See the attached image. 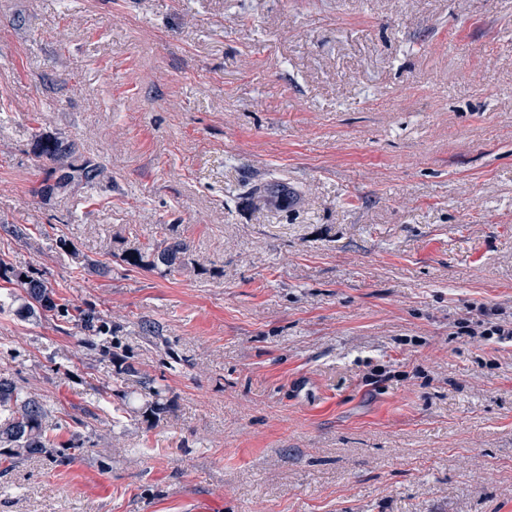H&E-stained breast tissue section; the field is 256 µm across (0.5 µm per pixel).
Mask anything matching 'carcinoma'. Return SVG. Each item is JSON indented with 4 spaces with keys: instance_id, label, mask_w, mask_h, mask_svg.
Wrapping results in <instances>:
<instances>
[{
    "instance_id": "cac0c4a2",
    "label": "carcinoma",
    "mask_w": 512,
    "mask_h": 512,
    "mask_svg": "<svg viewBox=\"0 0 512 512\" xmlns=\"http://www.w3.org/2000/svg\"><path fill=\"white\" fill-rule=\"evenodd\" d=\"M34 149L44 169V177L35 190V195L40 198L65 193L73 187L93 189L108 178L105 165L83 157L72 141L39 132L35 134ZM59 248L62 255L76 266L93 270L102 277L109 275V266L81 255L67 240H60ZM188 249L185 240L169 237L148 247V254L138 247L126 251L124 262L133 267L147 265L174 277L182 272ZM10 274L20 282L23 294L0 293V311L13 310L23 318L35 320L49 316L77 334L78 343L99 347L116 356V329L96 305L60 304L55 290L41 275L15 268ZM141 384L144 404L139 413L159 417L168 405L165 391L156 387L154 380L147 376ZM84 427L86 424L79 418L72 424L55 419L53 410L38 394L19 386L12 378L0 376V457L7 463V468L37 457L48 448L62 449L65 459H78L88 443ZM63 430L69 438L60 441L58 437Z\"/></svg>"
}]
</instances>
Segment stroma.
I'll return each mask as SVG.
<instances>
[{
  "label": "stroma",
  "instance_id": "1",
  "mask_svg": "<svg viewBox=\"0 0 512 512\" xmlns=\"http://www.w3.org/2000/svg\"><path fill=\"white\" fill-rule=\"evenodd\" d=\"M33 113L109 180L33 196ZM4 224L125 358L0 313V376L97 415L0 512H512V0H0ZM168 235L184 275L123 262ZM59 248L62 251L61 254L78 267L94 270L102 277H106L111 271L109 266L100 263L97 260L88 259L86 256L80 255L75 247L65 239L60 240ZM68 248H71V251H68ZM142 392L141 396L144 397V404L137 412L145 417L157 419L167 409L168 399L165 391L154 385V380L144 376L141 381Z\"/></svg>",
  "mask_w": 512,
  "mask_h": 512
}]
</instances>
